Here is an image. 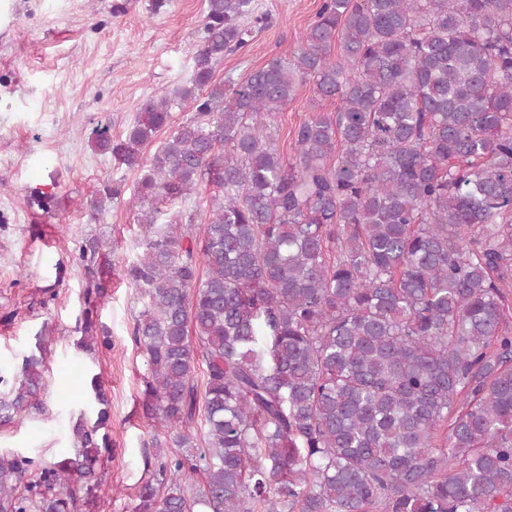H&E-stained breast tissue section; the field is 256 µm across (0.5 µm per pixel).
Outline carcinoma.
I'll return each instance as SVG.
<instances>
[{
	"label": "carcinoma",
	"mask_w": 512,
	"mask_h": 512,
	"mask_svg": "<svg viewBox=\"0 0 512 512\" xmlns=\"http://www.w3.org/2000/svg\"><path fill=\"white\" fill-rule=\"evenodd\" d=\"M265 20L207 0L189 85L95 139L142 171L126 278L159 434L133 512H512V0H321L292 58L215 81ZM307 79L336 111L286 157L271 123ZM204 181L202 238L180 214L157 223ZM98 193L95 212L122 190ZM104 249L80 247L89 304ZM44 388L32 353L0 426L42 411ZM84 401L74 454L0 453V512H77L73 484L101 490L97 378Z\"/></svg>",
	"instance_id": "cac0c4a2"
}]
</instances>
